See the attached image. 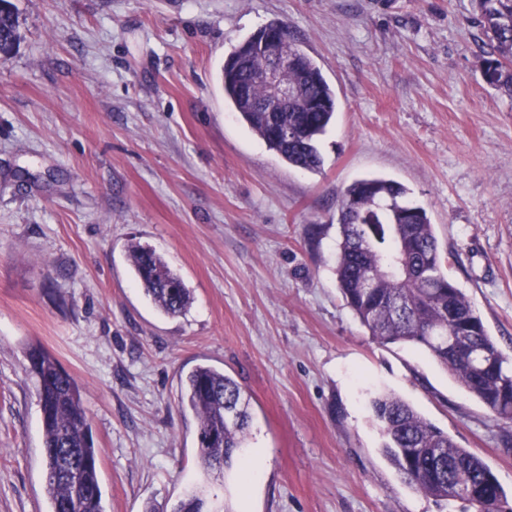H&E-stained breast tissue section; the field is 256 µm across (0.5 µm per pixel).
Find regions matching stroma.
I'll list each match as a JSON object with an SVG mask.
<instances>
[{
	"mask_svg": "<svg viewBox=\"0 0 512 512\" xmlns=\"http://www.w3.org/2000/svg\"><path fill=\"white\" fill-rule=\"evenodd\" d=\"M0 59V512H47L31 345L81 385L106 512H471L411 488L370 402L391 393L481 458L512 503V424L422 348L381 345L336 281L343 190L407 189L442 270L512 358V98L482 78L473 0H12ZM287 22L336 95L318 172L225 103L221 67ZM192 292L162 314L127 246ZM250 398L241 461L204 473L180 405L196 364ZM20 38V25L13 3L0 0V58L11 55Z\"/></svg>",
	"mask_w": 512,
	"mask_h": 512,
	"instance_id": "obj_1",
	"label": "stroma"
}]
</instances>
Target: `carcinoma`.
I'll list each match as a JSON object with an SVG mask.
<instances>
[{
  "instance_id": "cac0c4a2",
  "label": "carcinoma",
  "mask_w": 512,
  "mask_h": 512,
  "mask_svg": "<svg viewBox=\"0 0 512 512\" xmlns=\"http://www.w3.org/2000/svg\"><path fill=\"white\" fill-rule=\"evenodd\" d=\"M475 22L490 49L482 77L487 85L512 97V0H474ZM280 35L304 75L301 101L283 112H260L255 101L264 89L247 84L246 69L264 60L251 56L260 29L241 42L222 69L224 100L247 127L291 166L319 171L323 158L317 141L327 132L336 111V96L316 63L295 43L286 23H276ZM21 38L17 11L11 0H0V58L13 53ZM407 194L398 182L364 178L349 185L338 213L340 243L336 263L338 286L348 307L380 344L411 343L430 355L498 419L512 423V367L505 356L485 369L471 352L494 344L481 317L456 283L442 271V259L427 210L401 202ZM134 273L153 304L167 315H178L192 303L183 279L155 250L139 243L127 247ZM391 264L371 291L361 281L374 268ZM464 331L456 353L442 337ZM37 381L41 406L43 459L48 480L49 512H105L94 447L81 386L41 345L27 352ZM181 407L197 419L199 463L206 471L233 466L244 447L249 427V398L240 384L209 364L196 365L186 376ZM372 417L381 429L383 451L404 480L436 500L448 499V463L466 461L474 481L489 484L491 469L456 445L408 403L391 395L371 400ZM170 512H208L193 494L178 500Z\"/></svg>"
}]
</instances>
